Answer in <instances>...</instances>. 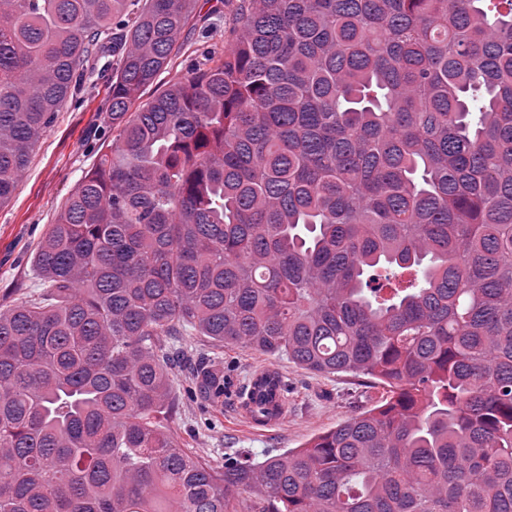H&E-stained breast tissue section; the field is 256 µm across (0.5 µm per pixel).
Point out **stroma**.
Masks as SVG:
<instances>
[{
	"label": "stroma",
	"instance_id": "1",
	"mask_svg": "<svg viewBox=\"0 0 512 512\" xmlns=\"http://www.w3.org/2000/svg\"><path fill=\"white\" fill-rule=\"evenodd\" d=\"M230 18L197 13L195 31L157 79L166 85L183 76L199 44L223 46ZM110 77L87 81L58 112L33 152L11 200L0 206V309L16 300L17 284H33L31 258L48 224L53 223L79 179L111 144ZM180 352L170 365L175 392L197 365L224 375L221 403L185 401L169 419L170 429L193 451L212 463L248 455L256 459L303 447L380 400L383 389L351 374L324 377L287 358H272L248 348H219L200 336L179 339ZM271 366L288 385V408L281 422L250 426L239 411L238 391L256 370Z\"/></svg>",
	"mask_w": 512,
	"mask_h": 512
}]
</instances>
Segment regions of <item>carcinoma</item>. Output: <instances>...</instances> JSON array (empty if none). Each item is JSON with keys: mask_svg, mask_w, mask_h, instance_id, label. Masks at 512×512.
<instances>
[{"mask_svg": "<svg viewBox=\"0 0 512 512\" xmlns=\"http://www.w3.org/2000/svg\"><path fill=\"white\" fill-rule=\"evenodd\" d=\"M199 9L0 0V205L116 59L110 149L0 311V512H512V0H240L144 98ZM192 334L387 396L212 465L164 424Z\"/></svg>", "mask_w": 512, "mask_h": 512, "instance_id": "obj_1", "label": "carcinoma"}]
</instances>
